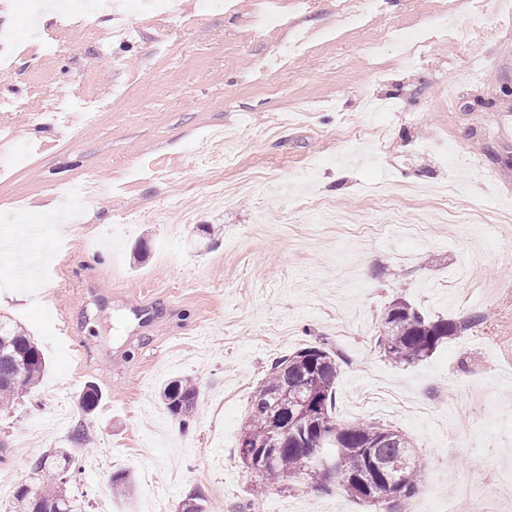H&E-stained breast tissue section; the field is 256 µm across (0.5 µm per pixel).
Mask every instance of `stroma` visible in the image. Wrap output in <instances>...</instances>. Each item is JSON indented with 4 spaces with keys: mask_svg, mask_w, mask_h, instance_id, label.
Wrapping results in <instances>:
<instances>
[{
    "mask_svg": "<svg viewBox=\"0 0 512 512\" xmlns=\"http://www.w3.org/2000/svg\"><path fill=\"white\" fill-rule=\"evenodd\" d=\"M112 0L22 42L26 0L0 4V315L41 348L42 380L0 411V480L35 456L80 460L69 492L85 512H151L200 495L208 512L311 504L374 512L339 484L254 498L238 457L251 396L272 361L328 340L345 363L335 414L405 434L424 485L456 498L479 474L485 501L512 460V0H224L170 16ZM361 15L349 27L344 14ZM99 107L92 121L86 101ZM257 190L211 208L217 181ZM96 187L76 232L47 210L57 188ZM27 236L42 264L18 283ZM464 330L427 359L390 363L377 345L391 302ZM200 388L189 423L163 405L169 381ZM101 393L90 412L86 384ZM475 412L478 432L454 411ZM83 438H76V431ZM107 456L99 469L91 455ZM128 472L133 493L110 491Z\"/></svg>",
    "mask_w": 512,
    "mask_h": 512,
    "instance_id": "1",
    "label": "stroma"
}]
</instances>
